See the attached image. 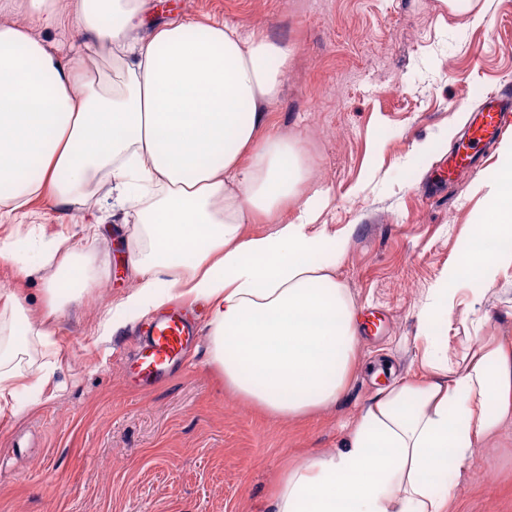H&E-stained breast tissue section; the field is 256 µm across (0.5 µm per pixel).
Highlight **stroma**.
Masks as SVG:
<instances>
[{
  "label": "stroma",
  "instance_id": "1",
  "mask_svg": "<svg viewBox=\"0 0 512 512\" xmlns=\"http://www.w3.org/2000/svg\"><path fill=\"white\" fill-rule=\"evenodd\" d=\"M146 25L224 21L293 44L270 130L298 139L308 168L303 196L321 191L315 230L346 240L336 278L363 326L354 376L336 404L301 420L273 418L225 390L204 341L163 381L134 378L140 323L99 339L103 315L133 290L130 228L106 190L88 204L101 219L85 237L81 210L48 199L0 222V293L15 263L55 233L89 265L55 334L31 339L15 366L48 385L19 392L0 412V512H266L275 477L291 462L336 452L342 422L394 378L425 376L417 313L446 279L485 205L486 184L512 146V130L475 166L436 172L489 89L512 80V0H146ZM47 270L24 284L30 308L47 297ZM481 333L512 340V266L482 305ZM448 512H512V421L476 444Z\"/></svg>",
  "mask_w": 512,
  "mask_h": 512
}]
</instances>
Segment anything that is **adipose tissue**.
I'll use <instances>...</instances> for the list:
<instances>
[{"label": "adipose tissue", "mask_w": 512, "mask_h": 512, "mask_svg": "<svg viewBox=\"0 0 512 512\" xmlns=\"http://www.w3.org/2000/svg\"><path fill=\"white\" fill-rule=\"evenodd\" d=\"M145 0H0V208L21 214L38 198L86 205L110 182L112 208L134 212L127 263L137 285L106 314L101 339L188 295L209 305V361L224 385L267 415L301 418L335 403L356 365V307L337 281L332 246L314 231L317 205L302 199L306 169L296 141L269 131L291 49L219 20L134 32ZM72 21L83 41L69 53L35 34ZM485 208L448 277L419 311L427 379H399L343 429V448L285 468L269 512H447L451 476L475 443L512 418V344L482 337L486 285L512 266V148L487 184ZM296 202L293 220L283 219ZM272 224L245 234L255 217ZM40 314L11 292L12 344L0 347V411L17 387L48 379L7 370L15 348L52 336L63 300L55 256ZM471 305L455 318L456 283ZM459 323L470 350L448 357Z\"/></svg>", "instance_id": "1"}]
</instances>
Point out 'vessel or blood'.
<instances>
[{
	"label": "vessel or blood",
	"instance_id": "1",
	"mask_svg": "<svg viewBox=\"0 0 512 512\" xmlns=\"http://www.w3.org/2000/svg\"><path fill=\"white\" fill-rule=\"evenodd\" d=\"M511 125L512 91L490 92L470 125L466 151L449 159V170L471 165L474 149L496 139ZM196 336V323L183 309L175 307L157 316L144 329L135 358L140 381L150 385L165 377Z\"/></svg>",
	"mask_w": 512,
	"mask_h": 512
}]
</instances>
